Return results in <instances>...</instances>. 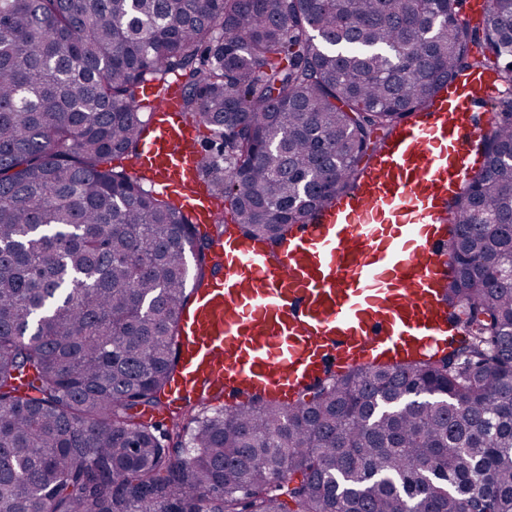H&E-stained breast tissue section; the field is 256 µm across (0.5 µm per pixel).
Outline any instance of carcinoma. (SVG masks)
<instances>
[{
    "mask_svg": "<svg viewBox=\"0 0 512 512\" xmlns=\"http://www.w3.org/2000/svg\"><path fill=\"white\" fill-rule=\"evenodd\" d=\"M487 2L472 27L461 0H0V512H512V0ZM472 69L505 92L448 201L460 343L143 421L226 223L112 166L147 90L178 81L232 223L277 246Z\"/></svg>",
    "mask_w": 512,
    "mask_h": 512,
    "instance_id": "cac0c4a2",
    "label": "carcinoma"
}]
</instances>
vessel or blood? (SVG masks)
<instances>
[{"mask_svg": "<svg viewBox=\"0 0 512 512\" xmlns=\"http://www.w3.org/2000/svg\"><path fill=\"white\" fill-rule=\"evenodd\" d=\"M500 94L490 71L449 80L365 160L350 195L295 225L278 247L237 229L217 239L219 272L181 316L168 418L204 396L287 403L328 371L447 349L454 319L439 294L450 269L445 204L482 165L481 116ZM199 152L171 84L130 167L158 194L182 198L204 227L219 207L199 175Z\"/></svg>", "mask_w": 512, "mask_h": 512, "instance_id": "1", "label": "vessel or blood"}]
</instances>
